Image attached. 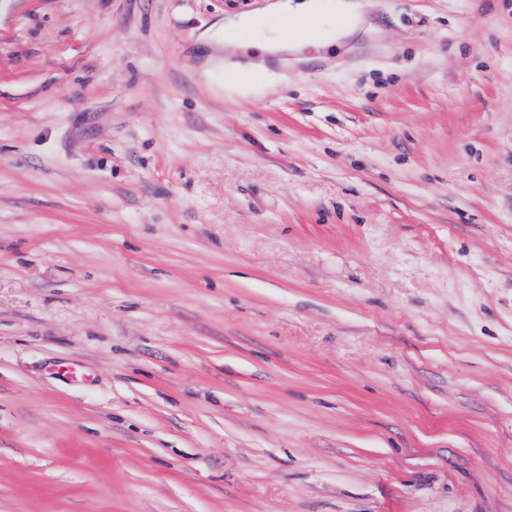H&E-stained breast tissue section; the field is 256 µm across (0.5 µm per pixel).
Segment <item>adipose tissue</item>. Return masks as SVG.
<instances>
[{
  "instance_id": "1",
  "label": "adipose tissue",
  "mask_w": 512,
  "mask_h": 512,
  "mask_svg": "<svg viewBox=\"0 0 512 512\" xmlns=\"http://www.w3.org/2000/svg\"><path fill=\"white\" fill-rule=\"evenodd\" d=\"M357 24L350 0H343L338 12L329 14L323 12L319 0H282L272 14L226 20L223 41L229 47L256 48L262 54L271 55L282 49L279 27L291 28L295 44L328 46L353 32Z\"/></svg>"
}]
</instances>
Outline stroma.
Masks as SVG:
<instances>
[{
    "instance_id": "35a3bbf8",
    "label": "stroma",
    "mask_w": 512,
    "mask_h": 512,
    "mask_svg": "<svg viewBox=\"0 0 512 512\" xmlns=\"http://www.w3.org/2000/svg\"><path fill=\"white\" fill-rule=\"evenodd\" d=\"M0 0V512H512V0ZM285 0L276 6L273 14L250 15L224 21V47L257 48L262 55L276 54L283 49L278 28L290 27L293 43H318L324 46L336 43L355 30L358 18L352 3L342 2L339 12L325 13L320 0Z\"/></svg>"
}]
</instances>
